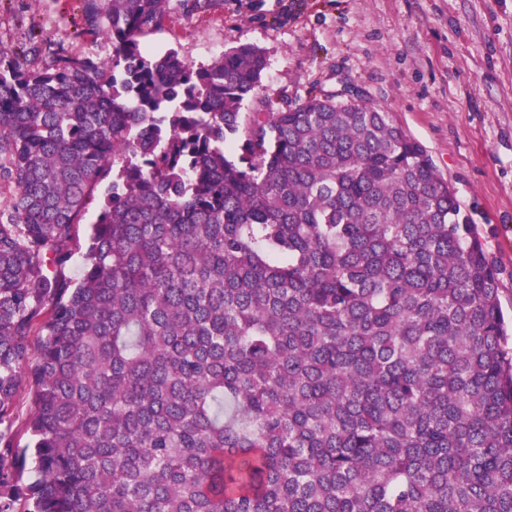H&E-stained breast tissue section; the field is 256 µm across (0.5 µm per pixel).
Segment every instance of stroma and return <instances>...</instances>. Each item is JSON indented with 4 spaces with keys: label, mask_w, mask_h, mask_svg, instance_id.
Instances as JSON below:
<instances>
[{
    "label": "stroma",
    "mask_w": 512,
    "mask_h": 512,
    "mask_svg": "<svg viewBox=\"0 0 512 512\" xmlns=\"http://www.w3.org/2000/svg\"><path fill=\"white\" fill-rule=\"evenodd\" d=\"M143 39L194 64L250 45L268 66L254 99L354 95L390 112L468 215L512 317V0H172ZM0 45L32 67L112 48L82 0H0Z\"/></svg>",
    "instance_id": "obj_1"
}]
</instances>
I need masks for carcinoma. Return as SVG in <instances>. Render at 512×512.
I'll list each match as a JSON object with an SVG mask.
<instances>
[{
	"label": "carcinoma",
	"instance_id": "carcinoma-1",
	"mask_svg": "<svg viewBox=\"0 0 512 512\" xmlns=\"http://www.w3.org/2000/svg\"><path fill=\"white\" fill-rule=\"evenodd\" d=\"M84 10L111 55L0 45V512H512V328L423 147Z\"/></svg>",
	"mask_w": 512,
	"mask_h": 512
}]
</instances>
